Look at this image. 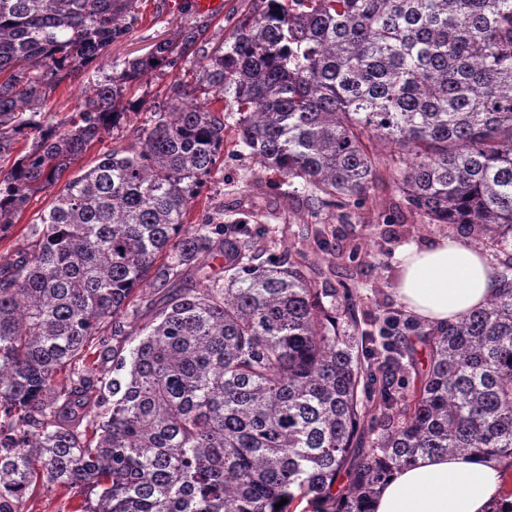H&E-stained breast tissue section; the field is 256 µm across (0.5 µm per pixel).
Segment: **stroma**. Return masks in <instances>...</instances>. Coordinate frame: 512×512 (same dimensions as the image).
Segmentation results:
<instances>
[{
    "mask_svg": "<svg viewBox=\"0 0 512 512\" xmlns=\"http://www.w3.org/2000/svg\"><path fill=\"white\" fill-rule=\"evenodd\" d=\"M169 2L138 0L139 23L125 39L109 47L103 69L86 67L75 83L52 90L41 109L45 121L70 120L104 75L120 72L126 60L146 54L176 25L204 17L196 0H181L177 9L170 8ZM170 81V75L151 74L139 87L129 90V98H143V105L95 142L70 168V175L92 168L112 148L132 142L140 129L151 124L155 95ZM52 201V192L36 195L17 223L0 228V265L12 262L18 252L29 248ZM219 210L228 219L245 212L259 221L258 260L275 254L299 261L318 287L335 289L336 328L349 334L358 328L377 331L379 318L396 315L406 322V335H414L409 325L411 316L395 294L397 256L406 244L463 234L456 224L428 223L409 208L392 183L359 205L341 202L329 208H314L278 175L261 169L248 150L237 145L231 125L224 132V161L190 202L185 222L198 224L205 214Z\"/></svg>",
    "mask_w": 512,
    "mask_h": 512,
    "instance_id": "1",
    "label": "stroma"
}]
</instances>
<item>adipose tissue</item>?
I'll return each instance as SVG.
<instances>
[{"mask_svg":"<svg viewBox=\"0 0 512 512\" xmlns=\"http://www.w3.org/2000/svg\"><path fill=\"white\" fill-rule=\"evenodd\" d=\"M396 294L407 313L437 326L483 307L498 288L491 259L465 240L446 237L399 254ZM506 466L488 457L426 455L396 469L372 504L373 512H491L512 494Z\"/></svg>","mask_w":512,"mask_h":512,"instance_id":"1","label":"adipose tissue"}]
</instances>
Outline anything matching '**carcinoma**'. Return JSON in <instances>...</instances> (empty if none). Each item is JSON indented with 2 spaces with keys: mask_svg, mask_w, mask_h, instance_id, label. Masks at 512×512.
<instances>
[{
  "mask_svg": "<svg viewBox=\"0 0 512 512\" xmlns=\"http://www.w3.org/2000/svg\"><path fill=\"white\" fill-rule=\"evenodd\" d=\"M261 2L227 41L177 26L50 124L23 113L105 59L135 0H0V151L30 140L0 168V228L57 189L35 244L0 267V512L38 489L81 496L68 512H372L419 456L512 458V0ZM188 63L194 83L171 81L134 141L64 178L126 91ZM218 101L239 145L317 207L367 198L382 144L408 205L507 256L487 307L419 333L429 366L402 395L381 387L370 448L359 388L374 367L407 372L405 334L364 356L373 336L336 334V295L301 262L254 263L251 217L184 224L224 160ZM185 267L197 286L166 294L131 345L139 301Z\"/></svg>",
  "mask_w": 512,
  "mask_h": 512,
  "instance_id": "cac0c4a2",
  "label": "carcinoma"
}]
</instances>
